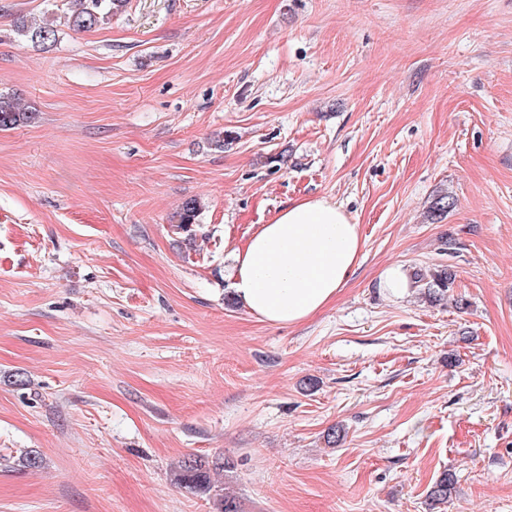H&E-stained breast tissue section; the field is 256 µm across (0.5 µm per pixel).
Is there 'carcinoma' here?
<instances>
[{
	"mask_svg": "<svg viewBox=\"0 0 512 512\" xmlns=\"http://www.w3.org/2000/svg\"><path fill=\"white\" fill-rule=\"evenodd\" d=\"M126 0H68V25L75 31H90L112 20L120 13ZM15 32L32 46L46 50L53 47L59 39V31L54 20L47 19L40 24H29L25 20L14 22ZM37 118L34 112L26 111L7 95L0 94V131L28 124ZM202 205L196 198L186 200L179 211L172 216V223L192 238L194 226L198 225ZM234 468L229 459L209 460L204 457L188 455L175 466L176 483L189 492L204 495L212 500L214 512H243L238 496L217 488L211 473L217 470L226 472ZM455 489V477L445 472L430 490V498L436 503L448 500Z\"/></svg>",
	"mask_w": 512,
	"mask_h": 512,
	"instance_id": "cac0c4a2",
	"label": "carcinoma"
}]
</instances>
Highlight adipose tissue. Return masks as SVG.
Wrapping results in <instances>:
<instances>
[{"mask_svg":"<svg viewBox=\"0 0 512 512\" xmlns=\"http://www.w3.org/2000/svg\"><path fill=\"white\" fill-rule=\"evenodd\" d=\"M362 247L359 226L342 205L297 201L234 249V294L262 321L303 322L335 299Z\"/></svg>","mask_w":512,"mask_h":512,"instance_id":"ef3b65f1","label":"adipose tissue"}]
</instances>
